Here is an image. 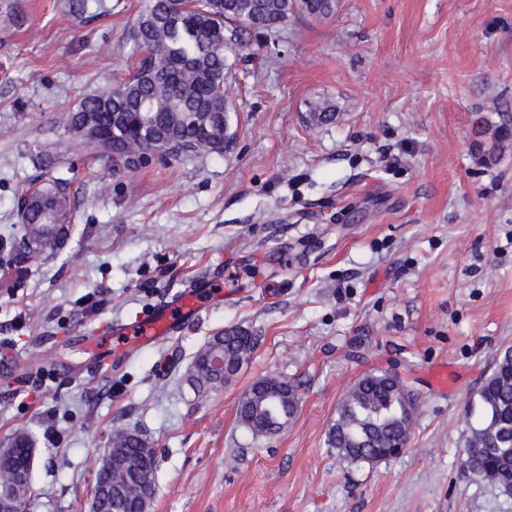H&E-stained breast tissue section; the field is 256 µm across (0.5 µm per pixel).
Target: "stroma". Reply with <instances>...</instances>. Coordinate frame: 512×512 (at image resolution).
<instances>
[{
  "instance_id": "1",
  "label": "stroma",
  "mask_w": 512,
  "mask_h": 512,
  "mask_svg": "<svg viewBox=\"0 0 512 512\" xmlns=\"http://www.w3.org/2000/svg\"><path fill=\"white\" fill-rule=\"evenodd\" d=\"M64 3L0 0V440L35 436L32 512H89L116 425L158 456L150 512H512L463 464L469 398L512 346V143L476 147L512 125V0L295 13L232 57L223 154L120 172L59 117L134 73L143 0L83 18ZM316 100L334 123H314ZM53 176L72 182L75 231L15 264L17 197ZM190 286L200 315L178 332L113 338ZM230 327L256 336L248 360L194 390V354ZM388 370L417 403L408 447L348 462L327 444L336 407ZM268 376L300 401L256 437L237 410Z\"/></svg>"
}]
</instances>
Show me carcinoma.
Wrapping results in <instances>:
<instances>
[{
  "label": "carcinoma",
  "instance_id": "cac0c4a2",
  "mask_svg": "<svg viewBox=\"0 0 512 512\" xmlns=\"http://www.w3.org/2000/svg\"><path fill=\"white\" fill-rule=\"evenodd\" d=\"M338 6L339 0H195L187 9L181 0H146L131 35L137 54L134 75L84 98L76 108L62 113L60 121L67 130L93 142L96 134L110 132L117 122L135 120L145 101L152 120L150 138L134 133L114 138L109 147L114 162L128 168L131 155L158 149L168 161L199 153L221 155L231 124L224 84L231 69L229 57L243 47V32L281 29L296 12L328 18ZM228 22L237 27L227 35ZM312 117L320 125L331 124L336 112L318 102L312 107ZM73 205L64 179L21 194L22 231L11 243L19 262H27L36 247L54 249L68 230L66 220ZM219 344L226 349L227 379L238 372L254 347L253 337L239 329L212 337L191 363L193 386L220 385L206 364V355ZM255 388L258 402H240L239 422L254 436L288 428L299 404V387L268 377ZM412 414L402 379L384 371L369 374L338 404L328 430V446L353 463L387 457L395 451L396 442L409 437ZM116 453L124 456L127 467L102 470L100 483L121 512H140L143 503L155 495L156 453L121 427L112 429L104 451L110 457ZM464 463L481 479L512 490V349L498 354L491 373L470 398Z\"/></svg>",
  "mask_w": 512,
  "mask_h": 512
}]
</instances>
